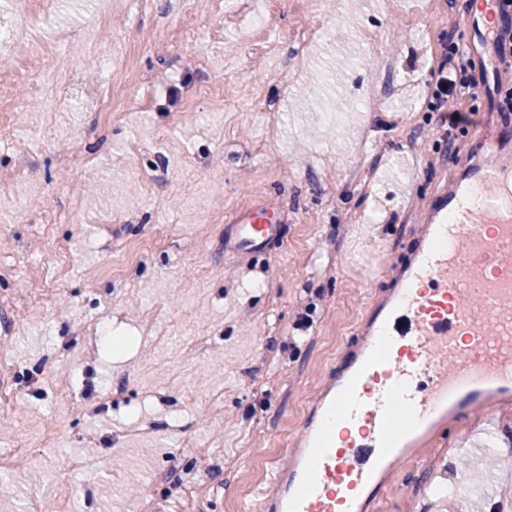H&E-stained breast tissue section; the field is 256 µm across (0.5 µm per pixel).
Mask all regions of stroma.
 <instances>
[{"mask_svg": "<svg viewBox=\"0 0 512 512\" xmlns=\"http://www.w3.org/2000/svg\"><path fill=\"white\" fill-rule=\"evenodd\" d=\"M473 12L0 0L17 33L0 48V183L29 201L0 214V512H260L446 159L475 122L512 130L493 93L433 136V72L492 73L493 39L473 59L446 50ZM263 102L281 112L271 141ZM261 204L280 237L237 258L234 220ZM113 333L127 350L102 345ZM412 457L375 512H512V405L459 414Z\"/></svg>", "mask_w": 512, "mask_h": 512, "instance_id": "35a3bbf8", "label": "stroma"}]
</instances>
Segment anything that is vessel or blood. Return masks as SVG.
I'll use <instances>...</instances> for the list:
<instances>
[{
	"mask_svg": "<svg viewBox=\"0 0 512 512\" xmlns=\"http://www.w3.org/2000/svg\"><path fill=\"white\" fill-rule=\"evenodd\" d=\"M472 162L441 186L400 285L368 317L352 370L325 396L351 426L310 424L264 491V512H368L392 461L464 406L512 393V147L473 130ZM494 165H484V156ZM267 209L235 219L234 250L277 237ZM455 360L442 371L440 362ZM414 417V429L400 424Z\"/></svg>",
	"mask_w": 512,
	"mask_h": 512,
	"instance_id": "1",
	"label": "vessel or blood"
}]
</instances>
